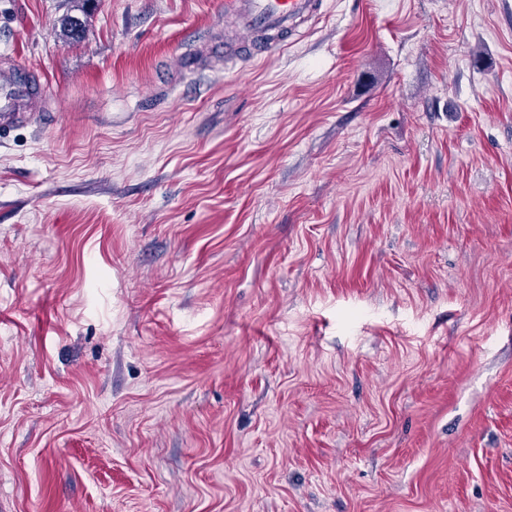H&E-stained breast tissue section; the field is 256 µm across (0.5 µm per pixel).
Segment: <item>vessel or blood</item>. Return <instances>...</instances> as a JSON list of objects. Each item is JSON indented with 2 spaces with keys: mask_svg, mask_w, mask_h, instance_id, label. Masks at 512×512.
I'll return each instance as SVG.
<instances>
[{
  "mask_svg": "<svg viewBox=\"0 0 512 512\" xmlns=\"http://www.w3.org/2000/svg\"><path fill=\"white\" fill-rule=\"evenodd\" d=\"M321 0H225L224 21L239 35L238 48L250 56L263 58L274 54L276 45L257 41L264 29L290 40L298 22L318 14ZM41 95L37 79L27 81L11 78L0 83V130H10L31 117V106Z\"/></svg>",
  "mask_w": 512,
  "mask_h": 512,
  "instance_id": "obj_1",
  "label": "vessel or blood"
}]
</instances>
